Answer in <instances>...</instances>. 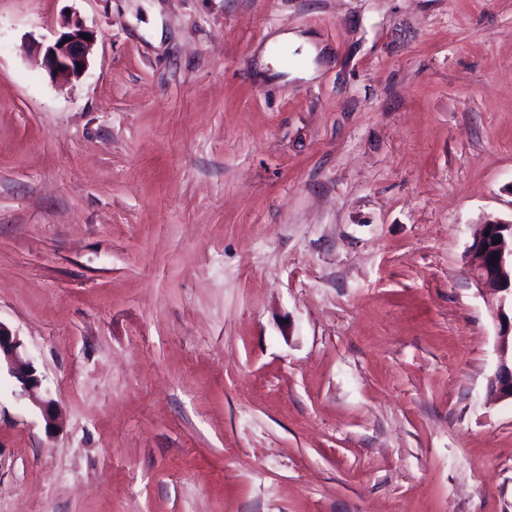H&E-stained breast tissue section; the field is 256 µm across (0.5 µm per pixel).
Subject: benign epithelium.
Instances as JSON below:
<instances>
[{
  "mask_svg": "<svg viewBox=\"0 0 512 512\" xmlns=\"http://www.w3.org/2000/svg\"><path fill=\"white\" fill-rule=\"evenodd\" d=\"M97 38L96 31L87 28L78 18L65 21L56 40L43 49V64L50 77L65 84L83 76L89 68V54ZM79 65L83 69H77ZM507 230L512 231V219L489 220L478 225L469 247L466 269L479 288L498 296L493 315L500 326V363L490 381V391L499 401H512V361L508 360L512 316L505 309L506 302H512V242H506L504 232ZM0 359L22 391L34 392L42 387V377L26 356L23 340L2 323Z\"/></svg>",
  "mask_w": 512,
  "mask_h": 512,
  "instance_id": "benign-epithelium-1",
  "label": "benign epithelium"
}]
</instances>
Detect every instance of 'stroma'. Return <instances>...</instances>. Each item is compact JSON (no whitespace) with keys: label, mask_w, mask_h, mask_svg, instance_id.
<instances>
[{"label":"stroma","mask_w":512,"mask_h":512,"mask_svg":"<svg viewBox=\"0 0 512 512\" xmlns=\"http://www.w3.org/2000/svg\"><path fill=\"white\" fill-rule=\"evenodd\" d=\"M495 217L512 0H0V512H512ZM61 28L56 40L44 49L40 45L39 50H43V64L50 77L57 83L65 84L87 72L89 54L98 35L77 17L65 21ZM83 35L88 36V40H84ZM64 39L67 42L62 44ZM77 65H83V69L77 70ZM486 230H489V236H486ZM506 230L511 231L510 243L506 242L503 234ZM493 259L497 263H493ZM466 273L480 289L498 295L493 315L500 326V363L490 381V391L495 399L512 403V217L510 220H488L478 225L469 247ZM507 300L510 301V317L505 309ZM509 339L510 362L507 357ZM2 358L7 373L23 392H34L42 387L43 379L26 356L23 340L0 322V374Z\"/></svg>","instance_id":"35a3bbf8"}]
</instances>
